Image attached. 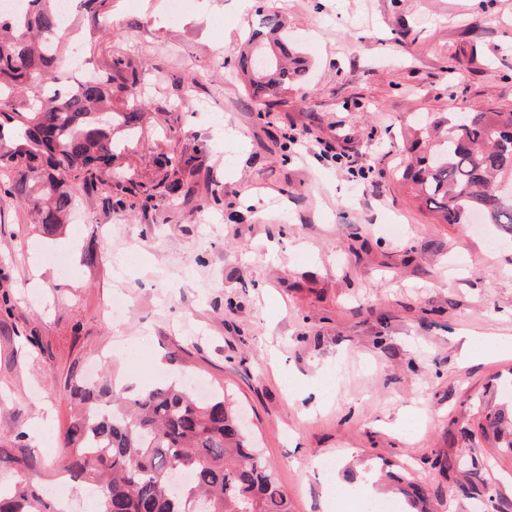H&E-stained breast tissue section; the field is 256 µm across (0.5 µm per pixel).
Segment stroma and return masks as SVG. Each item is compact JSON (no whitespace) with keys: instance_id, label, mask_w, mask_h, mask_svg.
Here are the masks:
<instances>
[{"instance_id":"stroma-1","label":"stroma","mask_w":512,"mask_h":512,"mask_svg":"<svg viewBox=\"0 0 512 512\" xmlns=\"http://www.w3.org/2000/svg\"><path fill=\"white\" fill-rule=\"evenodd\" d=\"M166 2L74 0L75 57L114 108L141 90L111 193L78 189L54 236L0 195V481L48 495L68 381L107 357L135 391L223 390L291 512H403L382 477L409 472L435 512H512V235L437 221L399 176L417 117L512 110V0ZM271 5L308 70L255 97L238 61ZM172 154L181 189L136 193Z\"/></svg>"}]
</instances>
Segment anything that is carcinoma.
Returning a JSON list of instances; mask_svg holds the SVG:
<instances>
[{"label":"carcinoma","instance_id":"cac0c4a2","mask_svg":"<svg viewBox=\"0 0 512 512\" xmlns=\"http://www.w3.org/2000/svg\"><path fill=\"white\" fill-rule=\"evenodd\" d=\"M24 8L0 12V175L4 193L27 200L30 211L52 235L66 217L79 187L112 185L100 166L112 165V128L133 129L132 106L112 108V79L94 77L70 87L16 101L19 89L54 79L55 61L69 52L57 0H23ZM275 10L260 14L245 41L240 65L250 73L253 94L300 79L305 68L281 35ZM265 67L257 65L258 57ZM424 156L402 178L415 197L445 224H465L479 212L483 223L512 233V111L472 110L449 127L433 119L423 128ZM495 183L504 190L492 189ZM85 407L66 433L67 452L59 469L93 489L96 512H290L288 496L271 464L254 448L224 393L206 399L181 381L135 394L114 385L98 390L71 378ZM177 465L191 475L174 492L166 471ZM405 512H430L429 496L406 480L398 488ZM0 512H58L29 490L23 479L0 488Z\"/></svg>","mask_w":512,"mask_h":512}]
</instances>
